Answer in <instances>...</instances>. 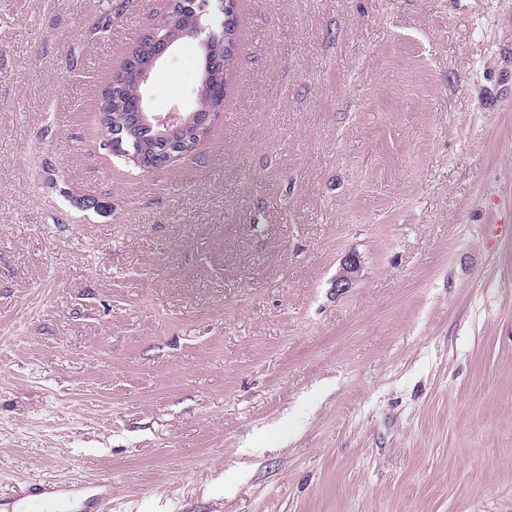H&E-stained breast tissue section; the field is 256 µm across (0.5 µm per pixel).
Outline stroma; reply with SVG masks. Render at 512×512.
Segmentation results:
<instances>
[{
	"label": "stroma",
	"mask_w": 512,
	"mask_h": 512,
	"mask_svg": "<svg viewBox=\"0 0 512 512\" xmlns=\"http://www.w3.org/2000/svg\"><path fill=\"white\" fill-rule=\"evenodd\" d=\"M165 6L0 0V500L512 512V0H239L223 113L143 171L94 108ZM361 270V261L354 253L347 254L341 263V269L336 277V288L338 292L344 293L358 278ZM110 485V482L105 479H97L92 482L80 480L66 482L62 485L49 487L48 489L44 488V493L39 495L23 493L16 497V500L20 501V511L17 512H71L67 498L57 497L55 500L48 502L45 499V494L53 492L68 493L89 488L109 487Z\"/></svg>",
	"instance_id": "stroma-1"
}]
</instances>
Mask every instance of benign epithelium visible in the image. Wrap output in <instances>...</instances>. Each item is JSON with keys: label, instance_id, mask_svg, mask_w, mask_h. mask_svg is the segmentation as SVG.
<instances>
[{"label": "benign epithelium", "instance_id": "1", "mask_svg": "<svg viewBox=\"0 0 512 512\" xmlns=\"http://www.w3.org/2000/svg\"><path fill=\"white\" fill-rule=\"evenodd\" d=\"M180 5L183 9L193 13L199 21L197 29L188 34V37L197 40L206 56L210 57L221 50L227 54L236 51L232 40L223 37L213 29V22L221 14L225 15L224 25H229L232 20V3L229 0H182ZM176 42L177 39L173 38L156 46L148 60L135 67L134 74L138 81V87L147 88L153 70L171 53ZM222 111H224L223 105L215 103L208 109L204 119L200 118L196 110L183 113L175 109L165 116L155 115L148 110L146 97L142 95L136 116L132 118L125 115L118 121V127L115 128L113 134L112 149L121 151L126 160L133 162L141 169H162L188 154L186 149L188 137L198 138L204 135L215 117ZM144 124H154L160 128L162 150L153 149L147 153L143 149L130 151L124 148L126 143H136V128ZM360 270L361 261L358 255L354 253L346 255L336 277L337 291L343 293L350 288L358 278Z\"/></svg>", "mask_w": 512, "mask_h": 512}]
</instances>
